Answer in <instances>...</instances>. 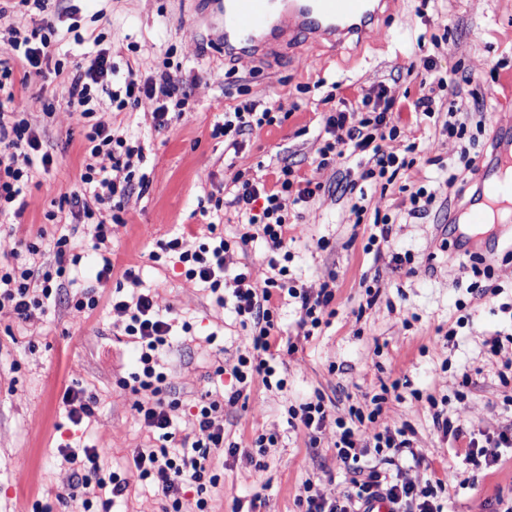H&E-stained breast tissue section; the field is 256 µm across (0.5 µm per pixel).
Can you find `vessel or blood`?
<instances>
[{"label":"vessel or blood","instance_id":"1","mask_svg":"<svg viewBox=\"0 0 512 512\" xmlns=\"http://www.w3.org/2000/svg\"><path fill=\"white\" fill-rule=\"evenodd\" d=\"M387 0H210L203 16L225 56L242 48L273 57L303 45L315 52L324 43L349 38L373 41L376 23ZM512 127L504 126L491 158L478 168L475 192L451 216L454 224L511 223L506 212L512 198Z\"/></svg>","mask_w":512,"mask_h":512}]
</instances>
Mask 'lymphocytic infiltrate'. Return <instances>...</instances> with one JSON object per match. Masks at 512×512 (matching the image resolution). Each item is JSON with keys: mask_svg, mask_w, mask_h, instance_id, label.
<instances>
[{"mask_svg": "<svg viewBox=\"0 0 512 512\" xmlns=\"http://www.w3.org/2000/svg\"><path fill=\"white\" fill-rule=\"evenodd\" d=\"M7 45L20 66L0 68V217H20L27 206L33 170L48 171L56 166L55 155L46 148L39 129L28 120V104L18 93L32 78L53 72L68 84L67 110L82 131L84 145L81 187L63 195L61 203L67 206L73 223L92 220V248L97 253L95 282L97 287L105 286L112 277V261L101 249L108 242L113 225L123 221V201L134 180L130 159L143 151L142 146L131 145L126 137L114 133L111 126L97 117L100 103L93 88L110 82L112 63L102 49L89 67L66 66L54 58L52 36L41 28L26 35L12 32ZM145 98L156 103L151 118L154 128L160 130L167 126L169 113L188 111L190 91L167 76L157 83L141 81L132 70L123 87L109 95L111 105L120 111L138 107ZM276 121L270 109L262 110L256 102L245 101L225 113L223 123L215 125L213 133L224 137L229 147L236 150L245 132ZM341 128L346 129V138L337 137L336 132ZM323 131L322 164L348 154L367 155L369 166L361 173L365 180L382 179L388 173L396 174L412 165L410 156L415 153V146H408V156L404 159L384 150V141L395 137L396 132L389 129L385 114L377 110L359 113L345 106L338 107L326 116ZM292 174L290 166L279 169L280 189L276 192L243 180L233 196V206L246 220L239 243L245 246L255 239H264L273 252L268 259L272 275L259 285L250 280L248 272L242 271L231 281L235 312L241 326L250 330V348L238 356L231 369L234 385L228 399H208L197 404L191 416L193 434L176 436L173 427L180 402L166 399L167 377L157 369L158 355L169 345L172 336L171 319L156 311L151 295L141 291V282L135 276L130 279L134 288L131 298L112 300L113 312L124 318V332L139 351L142 369L135 380L157 397L154 403L137 404L136 411L145 427L158 432L160 444L138 449L129 469L121 472L113 470L97 448L86 444L59 447V455L71 466L73 479L85 490L81 501L83 512H92L94 502L103 495L121 497L131 482L143 483L155 476L162 480L163 512H184L183 489L187 486L195 488L197 493L195 512H208L207 494L221 480L209 458L224 446L225 405L237 403L257 375L275 378L277 388H284V380L275 377L273 351L282 347L293 354L299 350L297 343L281 342L273 334L278 298L286 294L299 301V326L304 336L310 337L321 326L335 296L327 283L321 284L314 295L290 285L285 278L287 269L276 257L277 250L284 245L287 224L282 195L291 193L296 201L305 202L316 193L312 185L296 186ZM230 248V243L220 234L212 244L195 250L185 248L182 237L177 236L161 243L153 258L158 261L165 254L177 253L185 277L199 280L215 294L225 281ZM44 251L52 253V262L39 268L30 266L29 257ZM10 255L13 265L0 267V312L11 313L21 320L31 318L34 312L47 311L55 303L63 282L83 259L82 254L74 252L63 227L51 240L38 237L15 244ZM388 393V387H381L365 405L349 406L344 414L336 417L331 416L320 397L288 406L290 418L300 421L311 444H318V436L327 424L335 425L336 457L350 475L348 484L333 496L326 495L313 483H306V496L299 501L302 512H366V504L377 498L388 500L393 512H444L447 478L433 475L419 481L409 477L407 471L388 470L399 458L406 459L410 468L418 469L424 464L423 456L413 448L408 427L378 426ZM465 410L462 404L451 414L435 410L433 422L444 438L462 442L468 464L480 470L496 469L503 449L512 447V426L464 437L457 417Z\"/></svg>", "mask_w": 512, "mask_h": 512, "instance_id": "1", "label": "lymphocytic infiltrate"}]
</instances>
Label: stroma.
Returning <instances> with one entry per match:
<instances>
[{"label": "stroma", "instance_id": "obj_1", "mask_svg": "<svg viewBox=\"0 0 512 512\" xmlns=\"http://www.w3.org/2000/svg\"><path fill=\"white\" fill-rule=\"evenodd\" d=\"M43 22L56 31L55 58L67 62L90 65L93 44L87 36L101 35L112 62L108 90H118L131 67L143 81L165 73L189 84L192 109L159 131L152 126L149 100L121 112L106 105L98 113L112 128L139 137L143 157L133 170L146 175L148 185L134 187L124 201L123 223L112 227V278L93 314L86 318L72 308L75 295L92 284L90 258L48 313L26 321L0 313V512H31L36 503L48 512H76L84 490L59 457L60 444L85 437L116 465L131 464L137 449L155 445L156 432L135 411L136 403L154 396L135 388L137 352L107 302L116 291H129L126 272L150 288L156 310L192 326L191 334L173 337L161 354L172 397L189 407L205 394L230 391L229 371L246 345L232 303L217 306L205 285L183 276L176 258L156 262L151 253L178 235L196 249L208 242L213 222L225 239H233L240 229L236 210L225 207L223 217H216L208 209L209 195L232 187L238 174L273 189L283 165L322 185L308 202L282 200L289 276L312 294L333 280L335 314L297 353L281 354L277 371L287 381L284 390L257 378L238 403L225 406L224 438L237 452L212 457L224 474L220 490L208 497L209 512H299L309 480L335 494L347 478L336 459L335 426H327L318 447H310L303 426L289 423L288 403L319 393L340 415L395 381L401 397L389 401L377 423L411 425L417 450L431 468L455 475L447 512H485L487 499L512 492V451L504 453L495 473L472 469L442 439L428 404L443 398L456 407L463 392L465 430L512 424L506 401L512 385L503 386L499 378L512 360V223L491 229L499 246L486 264L497 295L470 291L472 273L447 264L444 249L455 240L450 210L474 191L464 158L481 163L493 150L496 125L512 123V88L504 84L512 77V0H391L379 21L377 44L350 39L337 49L327 44L313 54L296 51L271 71L245 52L225 62L186 0H44L43 9L14 10L0 27L25 31ZM427 60L433 78L444 80L446 88L465 74L477 84L480 106L463 99L466 138L449 136L445 128L446 88L437 94L441 106L434 116L416 111ZM383 87L393 100L387 122L397 129L383 148L401 156L408 145H417L414 165L388 186L361 179L352 156L321 165L326 113L340 100L361 109L363 97ZM25 96L31 101L29 119L42 127L59 164L50 174L33 173L23 215L0 225V262L9 259L14 242L41 231L53 234L56 226L45 215L78 185L82 169V137L67 111L61 79L34 81ZM245 100L278 112L281 121L246 133L235 152L212 130ZM49 107L55 112L50 120L44 115ZM452 174L457 181L450 187L446 180ZM421 188L437 197L426 215L408 217L409 194ZM357 206L364 209L359 218L353 213ZM379 215L389 217L390 234L375 250L368 242ZM396 254L410 256V270L395 267ZM371 289L377 293L372 302ZM494 338L502 344L495 357L485 346ZM465 372L473 376L466 387L460 384ZM69 386L98 400L94 415L78 427L68 420L62 400ZM271 432L278 435L276 446L255 448V438ZM158 486L155 480L131 483L107 512H162Z\"/></svg>", "mask_w": 512, "mask_h": 512}]
</instances>
